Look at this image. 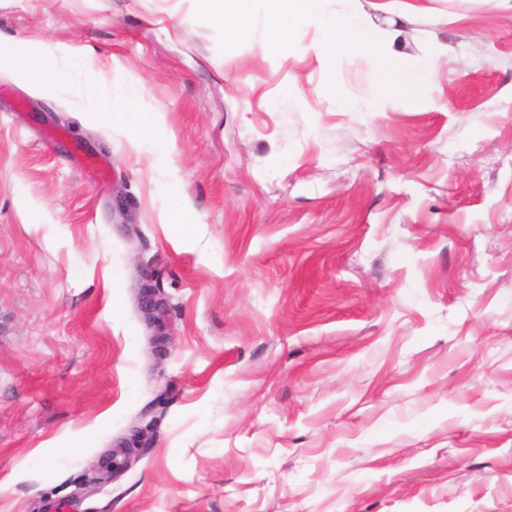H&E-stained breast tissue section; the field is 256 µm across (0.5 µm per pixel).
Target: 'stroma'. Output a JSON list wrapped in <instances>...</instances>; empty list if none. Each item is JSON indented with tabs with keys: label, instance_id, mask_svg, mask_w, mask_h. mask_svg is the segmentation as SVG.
<instances>
[{
	"label": "stroma",
	"instance_id": "stroma-1",
	"mask_svg": "<svg viewBox=\"0 0 512 512\" xmlns=\"http://www.w3.org/2000/svg\"><path fill=\"white\" fill-rule=\"evenodd\" d=\"M388 2L448 48L425 106L365 111L364 53L220 51L195 0H0L152 127L0 61V512H512V6ZM140 288L141 308L145 319L155 329V334L153 335L154 352L158 358H161L166 356L169 343L168 337L159 323L165 302L161 297L160 291L155 284H152L148 276H145ZM146 436L147 434L142 428L133 429L130 436L122 441L121 447L113 450L116 456H123L122 463H124L125 466H128L131 461L136 458L138 448H142L139 446H143L146 442Z\"/></svg>",
	"mask_w": 512,
	"mask_h": 512
}]
</instances>
